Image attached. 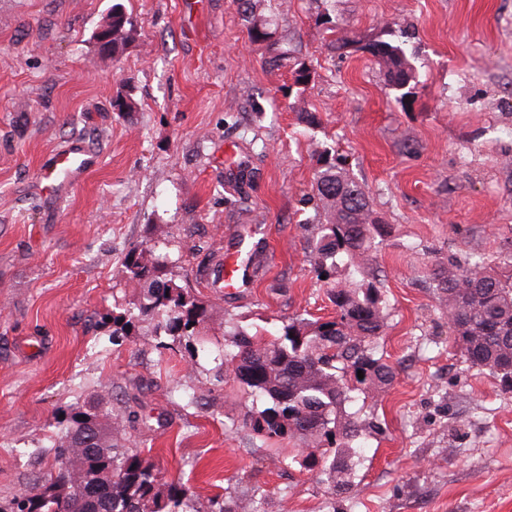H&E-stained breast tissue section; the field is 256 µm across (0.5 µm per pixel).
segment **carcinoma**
I'll return each mask as SVG.
<instances>
[{"label":"carcinoma","instance_id":"carcinoma-1","mask_svg":"<svg viewBox=\"0 0 512 512\" xmlns=\"http://www.w3.org/2000/svg\"><path fill=\"white\" fill-rule=\"evenodd\" d=\"M253 0H239L247 15L251 42L270 41L267 19L253 11ZM329 46L341 53L367 52L379 65L386 85L396 91L415 79L404 48L394 39L378 38L362 49L359 40L332 19ZM132 22L121 4L112 6V56L123 53L131 37ZM293 86L302 94L311 79L308 64L292 63ZM310 198L317 201L323 220L313 225L311 254L316 276L324 279L328 300L336 316L325 320L296 312L283 323L279 335L264 341L260 332L224 320V346L218 369L262 398L266 407L243 422L263 440L294 439L319 450L320 481L331 494L351 486L352 458L357 455L366 428L355 413L346 411L351 392L368 383L387 388L396 379L394 366L383 358L379 340L387 327L389 304L380 283L369 279L371 262L387 237V226L376 216L369 196L347 169L332 160L331 152L318 153ZM508 275L493 270L481 254L465 261L455 257L437 264L427 274L428 288L448 318L453 344L472 367L490 372L501 390L512 393V254L503 261ZM349 271L361 283L341 278ZM126 285L142 290L132 310L112 316V343L148 323L157 336L192 339L210 318L207 307L187 289L168 278V262L155 258L144 245L124 257ZM364 378H358V372ZM85 413L96 420L95 441L85 444L75 411L58 421L61 431L53 445L47 478L25 497L15 496L9 512H190L184 487L168 485L162 495L161 476L141 452L127 446V428L137 419L129 408L113 412L101 401ZM76 456L86 477L107 484L98 499H79L69 466ZM258 487L228 502L214 499L210 512H261Z\"/></svg>","mask_w":512,"mask_h":512}]
</instances>
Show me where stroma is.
Instances as JSON below:
<instances>
[{"label": "stroma", "mask_w": 512, "mask_h": 512, "mask_svg": "<svg viewBox=\"0 0 512 512\" xmlns=\"http://www.w3.org/2000/svg\"><path fill=\"white\" fill-rule=\"evenodd\" d=\"M118 1L134 35L115 61L93 35ZM261 11L311 68L302 95L288 91L289 67L265 65L237 0H0V505L47 477L60 412L135 396L131 445L196 512L253 486L263 512H512V393L454 351L425 284L438 260L512 251V0H261ZM323 13L368 37L404 26L408 96L369 56L329 51ZM119 96L133 111L114 110ZM75 137L99 163L46 196L40 164ZM323 144L388 226L374 266L397 371L347 406L374 428L339 499L300 467L308 448L242 428L262 401L212 357L226 319L272 337L295 311L332 315L303 202ZM244 158L237 191L226 169ZM242 240L265 270L224 287L210 253ZM145 243L208 307L206 351L161 348L145 326L113 345L112 314L136 298L122 261Z\"/></svg>", "instance_id": "stroma-1"}]
</instances>
